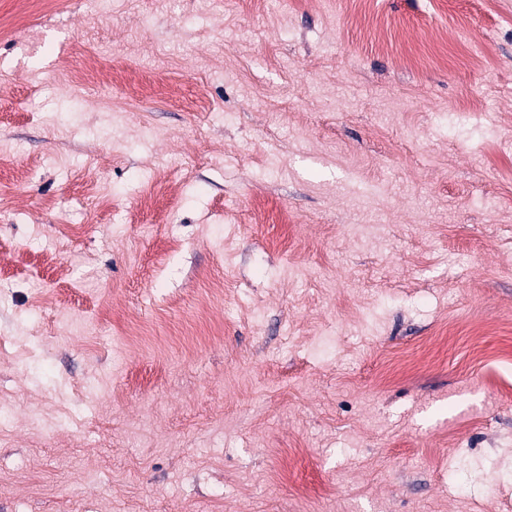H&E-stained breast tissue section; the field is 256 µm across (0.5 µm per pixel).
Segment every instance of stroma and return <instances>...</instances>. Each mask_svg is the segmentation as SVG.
Returning <instances> with one entry per match:
<instances>
[{
    "label": "stroma",
    "instance_id": "stroma-1",
    "mask_svg": "<svg viewBox=\"0 0 512 512\" xmlns=\"http://www.w3.org/2000/svg\"><path fill=\"white\" fill-rule=\"evenodd\" d=\"M0 148V512H512V0H70Z\"/></svg>",
    "mask_w": 512,
    "mask_h": 512
}]
</instances>
